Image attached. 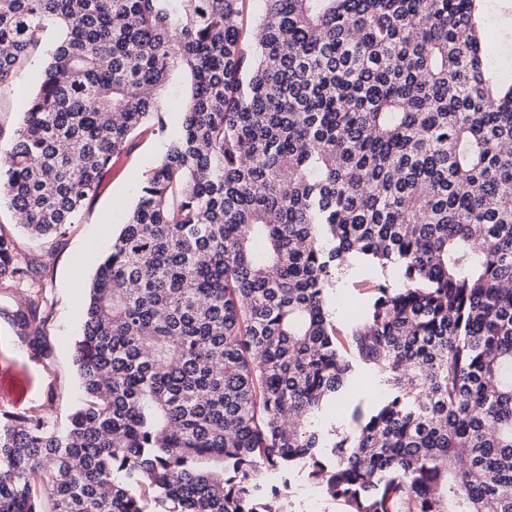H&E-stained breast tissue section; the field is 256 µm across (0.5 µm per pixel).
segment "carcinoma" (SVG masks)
<instances>
[{
  "label": "carcinoma",
  "mask_w": 512,
  "mask_h": 512,
  "mask_svg": "<svg viewBox=\"0 0 512 512\" xmlns=\"http://www.w3.org/2000/svg\"><path fill=\"white\" fill-rule=\"evenodd\" d=\"M0 0V87L58 38L0 170L55 246L188 81L180 132L88 286L60 428L0 425V512H512V65L489 0ZM512 55V0H498ZM353 260L393 267L358 317ZM0 232V292L49 354ZM367 368L386 385L325 431ZM398 273L395 268L382 270L365 263L352 262L336 277L331 291L330 305L338 326L346 325L355 313L366 303L372 293V286L386 280L395 284ZM290 495L295 512H344V506L332 500L320 487L309 484L302 476L290 478Z\"/></svg>",
  "instance_id": "cac0c4a2"
}]
</instances>
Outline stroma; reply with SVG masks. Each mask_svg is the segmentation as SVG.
Listing matches in <instances>:
<instances>
[{"label":"stroma","mask_w":512,"mask_h":512,"mask_svg":"<svg viewBox=\"0 0 512 512\" xmlns=\"http://www.w3.org/2000/svg\"><path fill=\"white\" fill-rule=\"evenodd\" d=\"M48 44H41L31 54L29 64L18 70L9 86L0 88V153H6L22 121L24 105L34 89V73L48 58ZM166 103L163 133L139 137L133 153L121 158L105 177L100 194L81 220L67 229L55 247H48L25 235L8 210H0V231L13 235L26 259L33 261L36 278L47 301V334L53 347L49 361L32 359L17 337L9 319L0 314V378L16 393L15 401L1 400L0 408L23 413L43 406L51 410L57 422H64L78 396V377L74 345L80 332L86 293L84 285L93 272L87 257L102 254L112 243L117 221L134 201V191L157 160L163 155L168 139L181 125L184 105V78L174 75L163 92ZM110 216V225H102V216ZM396 269H381L360 262L351 263L336 277L330 305L337 325H346L369 299L373 286L380 281L396 283ZM385 388L384 383L362 376L361 388L348 399L343 409L325 412L324 428H346L356 405H369ZM290 495L295 512H344L340 502L332 500L320 487L302 476L290 479Z\"/></svg>","instance_id":"1"}]
</instances>
